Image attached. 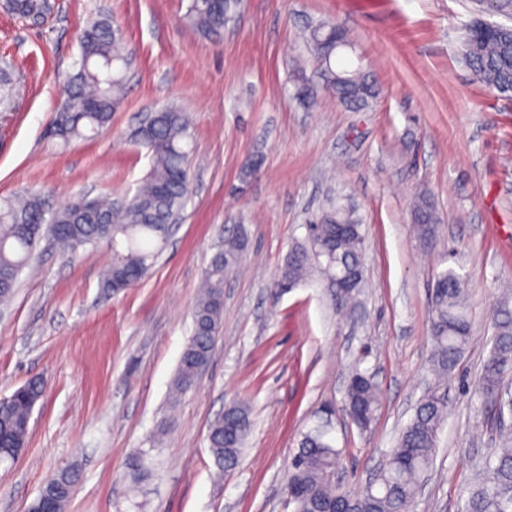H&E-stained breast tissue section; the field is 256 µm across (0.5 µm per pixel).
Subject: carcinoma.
Segmentation results:
<instances>
[{"instance_id": "obj_1", "label": "carcinoma", "mask_w": 512, "mask_h": 512, "mask_svg": "<svg viewBox=\"0 0 512 512\" xmlns=\"http://www.w3.org/2000/svg\"><path fill=\"white\" fill-rule=\"evenodd\" d=\"M237 0H190L187 21L208 37H219L233 21ZM13 14L33 26L47 20L43 0H18ZM77 73L64 84L63 100L54 113V136L67 142L89 131L99 134L112 123V113L125 95L128 53L123 32L107 16L87 24L79 38ZM306 45L323 80V88L343 105L363 109L376 95L369 75L357 68L338 65L339 50L352 47L346 31L337 24L309 26ZM463 59L479 82L503 95L512 93V28L482 34L469 26L463 40ZM11 67H0V103L9 107L15 94ZM153 123L143 122L135 137L151 152L150 171L131 195L95 196L91 211L105 217L97 224L79 216L77 195L57 207L39 193L0 200V305L14 297L20 272L29 264L37 245L46 237L71 253L87 245L105 243L112 263L100 282L110 297L133 287L151 271L166 246L177 213L188 199L191 125L173 106ZM414 231L423 242L438 231L434 205L425 196L413 210ZM365 234L353 210L332 203L307 224L303 241L293 245L281 265L273 288H295L312 270L319 271L334 289L336 312L353 316L360 307L364 282L345 288L338 279L352 269L364 271ZM247 249L244 227L224 237L216 247L204 275L193 310L190 338L173 377L171 399L193 390L200 368L209 363L214 342L224 321V279L238 270ZM493 336L474 390L478 399L512 412V291H503L492 308ZM433 345L432 370L442 385L452 376L471 339V323L464 277L449 266L436 274L428 315ZM43 394L42 383L31 380L15 389L0 404V459H15L25 448L31 412ZM380 390L366 369L355 368L344 398V411L362 432L374 421ZM447 413L445 396L438 388L420 398L414 415L399 434L378 473L357 491L336 485L334 472L342 450L333 446L328 424H317L304 434L288 470V494L295 512H409L422 482L432 470L438 433ZM246 405L236 403L211 425L208 442L215 465L221 471L235 468L250 431ZM76 471L64 468L51 477L27 512H43L51 499L54 512H63L76 481ZM462 512H512V448L487 456L482 463V482L470 492Z\"/></svg>"}]
</instances>
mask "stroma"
<instances>
[{
  "mask_svg": "<svg viewBox=\"0 0 512 512\" xmlns=\"http://www.w3.org/2000/svg\"><path fill=\"white\" fill-rule=\"evenodd\" d=\"M189 0H57L27 26L0 10V59L20 88L0 113V199L25 192L66 204L120 197L149 167L134 136L149 109L177 105L194 131L191 193L151 275L104 297L106 246L62 253L41 242L0 312V396L40 378L29 437L0 461V512H25L48 478L74 467L64 512H294L289 461L332 405L330 437L344 451L338 481L365 485L431 385L428 314L435 274L458 262L472 339L443 392L437 456L412 512H461L484 457L512 443V415L473 388L492 334L491 309L512 286V95L489 92L462 60L467 25L512 26V7L481 0H242L235 24L207 38L185 19ZM125 35L131 61L112 125L61 144L50 136L60 86L76 71L78 36L97 16ZM341 25L345 61L377 82L354 112L315 93L293 97L291 58L302 31ZM262 160L242 179L244 161ZM431 198L436 238L420 241L412 210ZM354 209L366 232L362 315L337 314L320 275L280 298L270 287L309 220L329 200ZM243 224L241 273L224 282V326L195 389L170 404L191 335L197 289L225 231ZM381 390L371 428L343 413L353 368ZM251 431L238 466L217 477L211 424L234 403ZM146 453L147 470L132 467Z\"/></svg>",
  "mask_w": 512,
  "mask_h": 512,
  "instance_id": "stroma-1",
  "label": "stroma"
}]
</instances>
